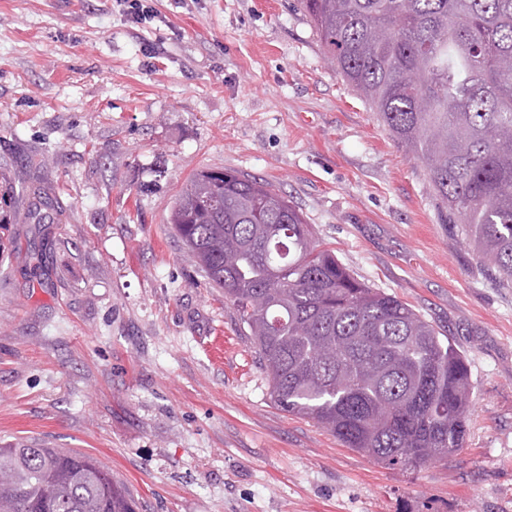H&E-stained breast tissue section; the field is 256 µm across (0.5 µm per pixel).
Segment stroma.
<instances>
[{
  "label": "stroma",
  "instance_id": "stroma-1",
  "mask_svg": "<svg viewBox=\"0 0 512 512\" xmlns=\"http://www.w3.org/2000/svg\"><path fill=\"white\" fill-rule=\"evenodd\" d=\"M0 0V444L74 448L137 512H512V288L336 70L298 0ZM275 185L360 280L468 361L469 435L393 470L280 410L223 289L176 238L190 177ZM41 186L59 223L30 218ZM118 11L135 23H145L158 17V13L153 6V1L149 0H114Z\"/></svg>",
  "mask_w": 512,
  "mask_h": 512
}]
</instances>
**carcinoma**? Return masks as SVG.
<instances>
[{
    "instance_id": "carcinoma-1",
    "label": "carcinoma",
    "mask_w": 512,
    "mask_h": 512,
    "mask_svg": "<svg viewBox=\"0 0 512 512\" xmlns=\"http://www.w3.org/2000/svg\"><path fill=\"white\" fill-rule=\"evenodd\" d=\"M336 70L420 161L446 219L512 288V0H299ZM38 223L58 201L39 197ZM170 224L247 327L273 402L388 467L462 447L470 376L455 342L321 249L270 183L195 174ZM97 459L0 447V512H135Z\"/></svg>"
}]
</instances>
